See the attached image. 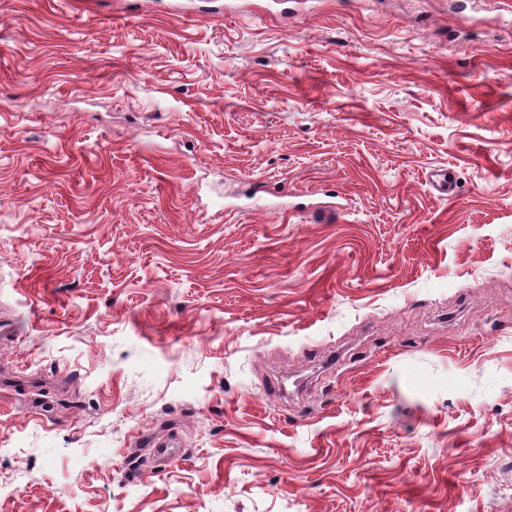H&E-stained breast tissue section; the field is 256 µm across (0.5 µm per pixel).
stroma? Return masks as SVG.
Segmentation results:
<instances>
[{
    "instance_id": "stroma-1",
    "label": "stroma",
    "mask_w": 512,
    "mask_h": 512,
    "mask_svg": "<svg viewBox=\"0 0 512 512\" xmlns=\"http://www.w3.org/2000/svg\"><path fill=\"white\" fill-rule=\"evenodd\" d=\"M139 2L0 0V512H512V0Z\"/></svg>"
}]
</instances>
